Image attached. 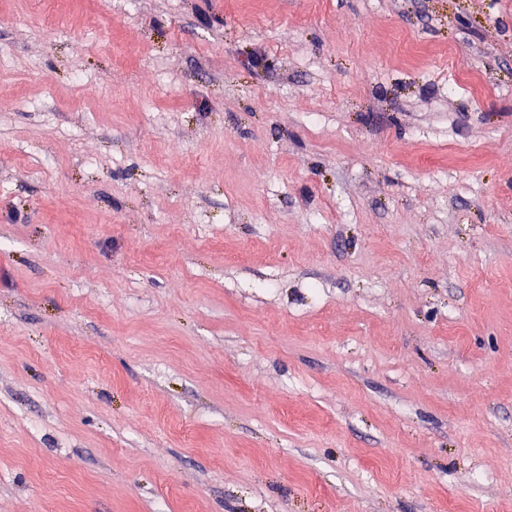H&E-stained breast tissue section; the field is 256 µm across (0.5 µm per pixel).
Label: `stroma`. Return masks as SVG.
Listing matches in <instances>:
<instances>
[{"mask_svg": "<svg viewBox=\"0 0 512 512\" xmlns=\"http://www.w3.org/2000/svg\"><path fill=\"white\" fill-rule=\"evenodd\" d=\"M0 512H512V0H0Z\"/></svg>", "mask_w": 512, "mask_h": 512, "instance_id": "stroma-1", "label": "stroma"}]
</instances>
